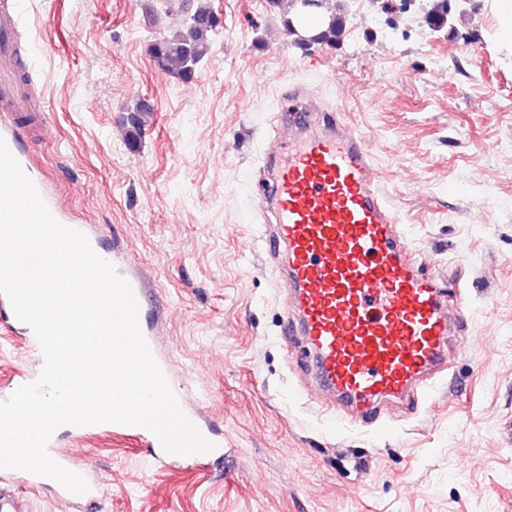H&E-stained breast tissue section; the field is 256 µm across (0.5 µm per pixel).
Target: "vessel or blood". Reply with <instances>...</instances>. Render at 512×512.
<instances>
[{
	"mask_svg": "<svg viewBox=\"0 0 512 512\" xmlns=\"http://www.w3.org/2000/svg\"><path fill=\"white\" fill-rule=\"evenodd\" d=\"M20 24V0H0V139L13 153L23 130L43 122L29 111L28 89L16 74ZM317 121L321 132L291 138L262 190L271 219L268 258L287 297L285 332L306 351L303 372L323 395L372 424L384 399L431 391L429 377L447 367L449 338L466 313L449 305L445 283L409 259L408 239L378 186L364 137L344 134L330 113L309 107L292 113L298 128ZM108 260L132 286L141 331L157 348L158 316L145 303L149 276L121 252ZM0 325L24 344L34 336L2 294ZM111 430L147 440L153 462L181 460L146 428Z\"/></svg>",
	"mask_w": 512,
	"mask_h": 512,
	"instance_id": "vessel-or-blood-1",
	"label": "vessel or blood"
}]
</instances>
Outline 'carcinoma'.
I'll return each mask as SVG.
<instances>
[{
	"instance_id": "obj_1",
	"label": "carcinoma",
	"mask_w": 512,
	"mask_h": 512,
	"mask_svg": "<svg viewBox=\"0 0 512 512\" xmlns=\"http://www.w3.org/2000/svg\"><path fill=\"white\" fill-rule=\"evenodd\" d=\"M447 3L448 0H422L419 4L420 17L431 29L438 30L446 25L444 14L447 13ZM179 7L187 13V18L181 25L167 30L156 39L150 45L149 53L166 75L181 83H188L194 78L197 66L210 53L219 21L214 17L211 0H193L192 7L186 8L182 3ZM344 32L345 19L333 14L321 32V41L327 46H334L340 42ZM126 112V142L135 146L149 124L153 108L141 100Z\"/></svg>"
}]
</instances>
